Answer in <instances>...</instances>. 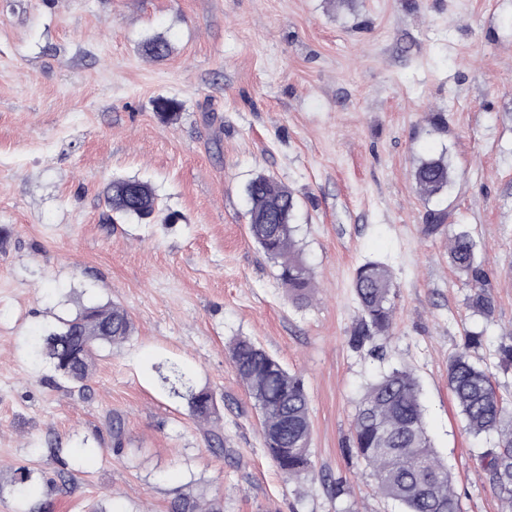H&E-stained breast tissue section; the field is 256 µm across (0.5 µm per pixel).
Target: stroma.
Segmentation results:
<instances>
[{"mask_svg":"<svg viewBox=\"0 0 512 512\" xmlns=\"http://www.w3.org/2000/svg\"><path fill=\"white\" fill-rule=\"evenodd\" d=\"M154 35L167 58L142 55ZM161 97L180 103L175 123ZM434 150L453 182L428 200L414 172ZM260 173L299 202L306 305L248 234ZM116 178L149 181L162 217L108 220ZM435 209L478 244L491 322L466 308L445 238L423 233ZM368 260L396 284L381 359L348 342ZM107 300L135 333L102 350L86 389L31 359V336ZM479 330L512 404L497 365L512 341V0H0V512H170L188 493L224 512H402L346 452L390 366L418 375L465 512H503L448 389L449 358ZM237 336L304 382L308 479L267 456L228 357ZM173 363L215 393L225 453L163 384Z\"/></svg>","mask_w":512,"mask_h":512,"instance_id":"1","label":"stroma"}]
</instances>
